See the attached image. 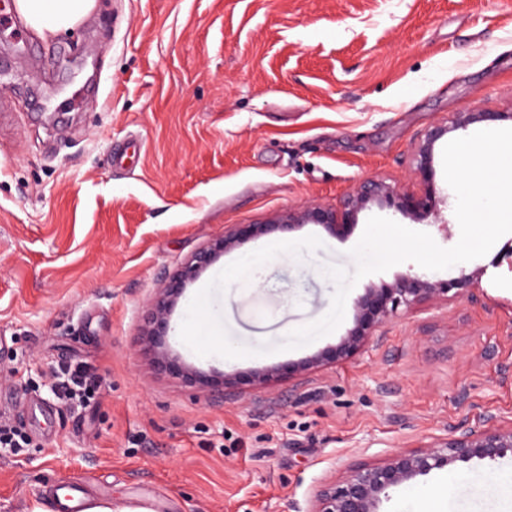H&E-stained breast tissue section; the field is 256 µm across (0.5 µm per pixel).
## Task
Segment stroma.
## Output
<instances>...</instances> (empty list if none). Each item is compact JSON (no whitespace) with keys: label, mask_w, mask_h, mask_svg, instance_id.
<instances>
[{"label":"stroma","mask_w":512,"mask_h":512,"mask_svg":"<svg viewBox=\"0 0 512 512\" xmlns=\"http://www.w3.org/2000/svg\"><path fill=\"white\" fill-rule=\"evenodd\" d=\"M512 109V0H96L47 39L0 0V512H54L45 478H89L126 505L150 484L168 512H308L314 493L486 416L512 423V233L484 257L472 297L398 315L356 357L268 390L197 392L155 375L137 348L161 281L234 224L304 204L342 207L361 179L414 190L409 160L456 112ZM428 219L382 206L350 228L307 224L247 239L186 288L170 345L200 370L299 361L353 325L366 275L335 332L304 347L202 357L180 328L193 296L264 246L310 235L257 282L216 296L230 338L281 343L323 317L335 264L370 217L453 247ZM96 388L67 402L63 369ZM512 456L474 460L390 491L382 512H512L489 488Z\"/></svg>","instance_id":"1"}]
</instances>
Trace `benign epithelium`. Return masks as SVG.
Returning <instances> with one entry per match:
<instances>
[{
    "instance_id": "1",
    "label": "benign epithelium",
    "mask_w": 512,
    "mask_h": 512,
    "mask_svg": "<svg viewBox=\"0 0 512 512\" xmlns=\"http://www.w3.org/2000/svg\"><path fill=\"white\" fill-rule=\"evenodd\" d=\"M512 122V112L481 109L460 112L451 120L441 122L417 140L412 165L421 177L424 188L409 191L382 178L360 181L348 195L343 208L309 205L278 213L254 232H290L305 224H323L339 228L355 221L364 209L378 204L403 215L439 218L438 201L433 183L428 180L436 145L451 133L483 122ZM246 240L233 224L224 226V233L198 248L180 269L164 279L148 304L139 344L148 353L155 373L181 381L189 388L202 390L213 380L178 356L168 344L170 316L184 291L224 253L240 247ZM482 271H461L457 278L435 279L411 271L397 275L391 282L371 283L355 301L353 326L338 342L301 361L287 366H270L222 376L221 383L244 384L253 390H264L288 377L300 378L320 371L325 366L349 360L360 353L398 313L411 312L425 303L439 304L470 294L481 279ZM512 455V424L501 425L488 417L476 427L460 429L454 434L416 449L398 450L378 464H359L339 480L330 481L314 494L307 512H381L388 491L416 481L434 471L444 470L474 459L494 461Z\"/></svg>"
}]
</instances>
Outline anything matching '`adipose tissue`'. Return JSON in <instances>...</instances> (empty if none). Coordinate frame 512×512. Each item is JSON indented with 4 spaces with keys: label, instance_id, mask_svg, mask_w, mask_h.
Listing matches in <instances>:
<instances>
[{
    "label": "adipose tissue",
    "instance_id": "ef3b65f1",
    "mask_svg": "<svg viewBox=\"0 0 512 512\" xmlns=\"http://www.w3.org/2000/svg\"><path fill=\"white\" fill-rule=\"evenodd\" d=\"M95 7V0H17L24 23L41 37H51L78 26Z\"/></svg>",
    "mask_w": 512,
    "mask_h": 512
}]
</instances>
